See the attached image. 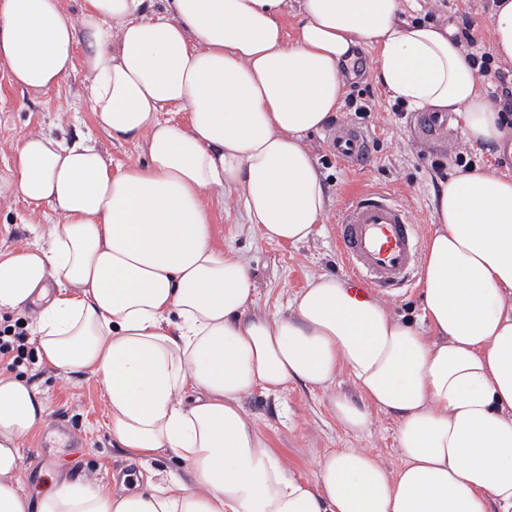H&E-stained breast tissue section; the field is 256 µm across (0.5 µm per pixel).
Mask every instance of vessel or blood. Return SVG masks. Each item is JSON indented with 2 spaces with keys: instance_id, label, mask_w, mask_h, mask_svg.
I'll return each instance as SVG.
<instances>
[{
  "instance_id": "vessel-or-blood-1",
  "label": "vessel or blood",
  "mask_w": 512,
  "mask_h": 512,
  "mask_svg": "<svg viewBox=\"0 0 512 512\" xmlns=\"http://www.w3.org/2000/svg\"><path fill=\"white\" fill-rule=\"evenodd\" d=\"M332 145L348 165L362 166L369 159L360 129L340 127ZM336 245L356 291L370 287L385 293L412 284L422 240L404 206L389 194L363 192L349 197L340 210Z\"/></svg>"
}]
</instances>
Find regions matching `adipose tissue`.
Segmentation results:
<instances>
[{
	"instance_id": "1",
	"label": "adipose tissue",
	"mask_w": 512,
	"mask_h": 512,
	"mask_svg": "<svg viewBox=\"0 0 512 512\" xmlns=\"http://www.w3.org/2000/svg\"><path fill=\"white\" fill-rule=\"evenodd\" d=\"M402 0H0V68L44 96L82 67L84 105L147 159L113 172L81 136L15 147L0 194L60 221L0 251V313L29 311L43 362L99 379L112 439L191 476L148 471L142 491L62 481L31 502L18 448L47 424L39 391L0 374V512H512V177L461 172L435 203L422 318L403 323L346 283L313 276L285 313L254 314L249 265L213 244L206 203L235 196L265 240L307 242L326 196L306 146L340 106L358 47L377 52L392 99L461 116L467 140L508 131L447 29L400 19ZM183 122L160 119L167 108ZM348 375L363 403L335 395ZM331 393L361 434L375 408L398 421L401 463L359 448L294 475L248 419L254 389Z\"/></svg>"
}]
</instances>
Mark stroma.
Instances as JSON below:
<instances>
[{
    "label": "stroma",
    "mask_w": 512,
    "mask_h": 512,
    "mask_svg": "<svg viewBox=\"0 0 512 512\" xmlns=\"http://www.w3.org/2000/svg\"><path fill=\"white\" fill-rule=\"evenodd\" d=\"M495 0H420L419 9H405L403 21L431 22L458 31L470 20L484 44L492 42ZM360 71L345 82L343 100L335 115L339 124L362 128L369 136L370 159L361 168L341 162L327 131L313 134L309 149L323 176L327 215L308 242L291 245L264 240L247 222L234 197L211 193L207 199L213 216V242L227 253L248 263L257 288L255 314L272 316L286 312L288 301L304 288L311 276L328 274L345 279L346 271L336 250V218L346 199L362 189L391 194L405 205L417 224L422 239L435 229L436 197L445 185L435 163L454 164L463 156L470 166L512 175V149H485L470 145L461 128H454L440 146L419 142L414 133L419 111L395 108L386 87L376 76V52L359 49ZM85 87L82 71H74L59 90L31 97L14 87L0 70V173L13 164L15 146L30 132L53 135L82 132L120 171L144 157L142 144L112 141L93 123L82 106ZM374 101L373 111H361L364 102ZM59 217L49 208L31 213L17 196L0 197V248L32 242L29 223L54 224ZM32 361L15 369V377L35 384L47 408V426L20 447L23 488L39 496L62 477L77 479L95 475L99 489L108 491L117 480L129 490L143 488L147 470L184 467L165 459L130 462L112 443L105 403L99 382L89 376L63 375L37 358L35 342H28ZM248 418L265 436L268 446L293 472L313 478L314 457L333 448H364L372 451L388 468L400 464L398 423L391 414L371 410L367 429L356 435L346 431L333 416L327 397L318 390L296 384L282 393L253 391L243 400Z\"/></svg>",
    "instance_id": "1"
}]
</instances>
